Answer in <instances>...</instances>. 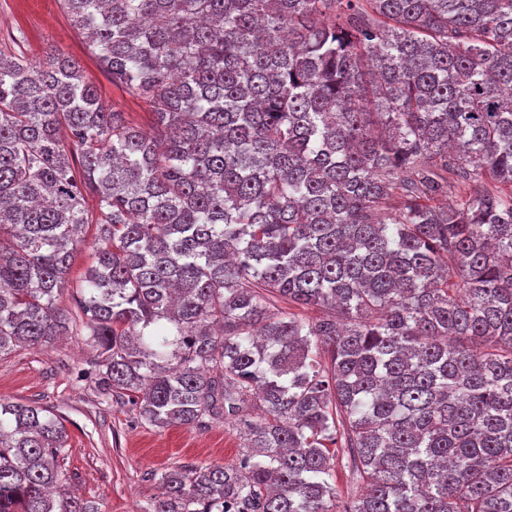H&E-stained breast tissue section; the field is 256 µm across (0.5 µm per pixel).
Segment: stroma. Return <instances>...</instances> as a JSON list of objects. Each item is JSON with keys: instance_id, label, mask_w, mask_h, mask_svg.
<instances>
[{"instance_id": "35a3bbf8", "label": "stroma", "mask_w": 512, "mask_h": 512, "mask_svg": "<svg viewBox=\"0 0 512 512\" xmlns=\"http://www.w3.org/2000/svg\"><path fill=\"white\" fill-rule=\"evenodd\" d=\"M0 50L20 51L34 64L53 50L74 57L106 105L151 129L148 103L113 84L58 0H0ZM95 236V225H85L58 298L72 317L79 281L93 262ZM93 355L85 337L71 331L0 358V402L36 405L63 422L68 438L59 464L67 491L98 512H147L161 492L158 473L185 465L237 463L242 441L232 424L220 417L204 429L142 422L128 398L100 391Z\"/></svg>"}]
</instances>
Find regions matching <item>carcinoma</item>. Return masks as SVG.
I'll list each match as a JSON object with an SVG mask.
<instances>
[{
    "instance_id": "obj_1",
    "label": "carcinoma",
    "mask_w": 512,
    "mask_h": 512,
    "mask_svg": "<svg viewBox=\"0 0 512 512\" xmlns=\"http://www.w3.org/2000/svg\"><path fill=\"white\" fill-rule=\"evenodd\" d=\"M60 3L154 133L0 51V357L70 330L95 223L100 389L244 442L148 512H512V0ZM66 440L0 403V512H97L51 493ZM96 236L95 224H87L81 234V243L77 247L72 263V268L68 277L65 290L58 298V305L64 309L67 314L74 320L77 319V299L79 296V281L93 262L94 250L93 243ZM335 451V480L336 486L340 493L341 501L346 500L348 496L351 494L358 495L361 493V485L352 483V478L350 476L349 468L347 467L349 464V457L347 454L346 448H331V450ZM339 503L341 507L342 503Z\"/></svg>"
}]
</instances>
